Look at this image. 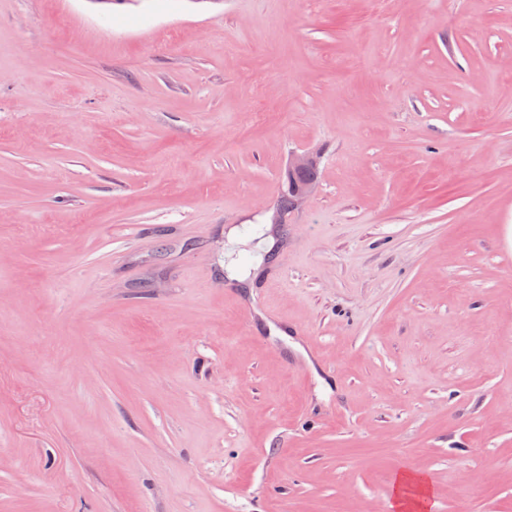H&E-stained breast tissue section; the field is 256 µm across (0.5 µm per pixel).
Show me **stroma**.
Here are the masks:
<instances>
[{
	"instance_id": "1",
	"label": "stroma",
	"mask_w": 512,
	"mask_h": 512,
	"mask_svg": "<svg viewBox=\"0 0 512 512\" xmlns=\"http://www.w3.org/2000/svg\"><path fill=\"white\" fill-rule=\"evenodd\" d=\"M403 470L512 512V0H0V512ZM314 166H316V159L310 154L295 156L290 162L288 166V189L294 196V205L303 203L313 195L316 188V182L314 181L317 180V170L316 168H312ZM305 170L307 171L304 172ZM302 173V179L312 182L300 180ZM288 189L285 188L283 190L275 206L283 215L287 214L288 210L294 208L293 203L289 201L290 195Z\"/></svg>"
}]
</instances>
